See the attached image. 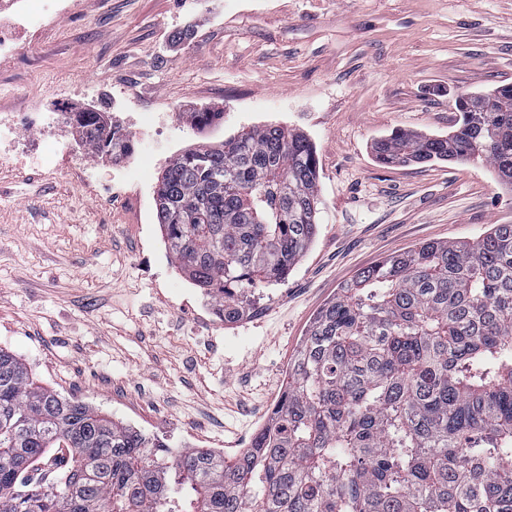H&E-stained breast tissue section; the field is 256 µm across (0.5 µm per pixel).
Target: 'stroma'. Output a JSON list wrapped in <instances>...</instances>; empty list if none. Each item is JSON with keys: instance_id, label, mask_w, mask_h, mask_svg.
<instances>
[{"instance_id": "35a3bbf8", "label": "stroma", "mask_w": 512, "mask_h": 512, "mask_svg": "<svg viewBox=\"0 0 512 512\" xmlns=\"http://www.w3.org/2000/svg\"><path fill=\"white\" fill-rule=\"evenodd\" d=\"M0 63V109L97 92L128 126L140 176L96 207L71 174L0 167V349L34 378L174 448L249 447L317 311L360 270L423 242L512 224L489 167H388L397 131L445 135L460 96L512 86V0H81ZM218 112L196 130L188 112ZM305 133L319 162V233L237 323L178 269L155 191L172 157L253 127Z\"/></svg>"}]
</instances>
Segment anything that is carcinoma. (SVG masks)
Segmentation results:
<instances>
[{
	"instance_id": "carcinoma-1",
	"label": "carcinoma",
	"mask_w": 512,
	"mask_h": 512,
	"mask_svg": "<svg viewBox=\"0 0 512 512\" xmlns=\"http://www.w3.org/2000/svg\"><path fill=\"white\" fill-rule=\"evenodd\" d=\"M221 119L186 115L197 129ZM79 134L97 157L130 153L102 112L79 113ZM373 152L385 166L480 163L512 191V87L463 96L446 136L395 132ZM318 182L315 147L282 126L165 168V244L224 322L310 248ZM0 512H512V224L357 273L309 325L280 401L232 463L62 396L0 349Z\"/></svg>"
}]
</instances>
